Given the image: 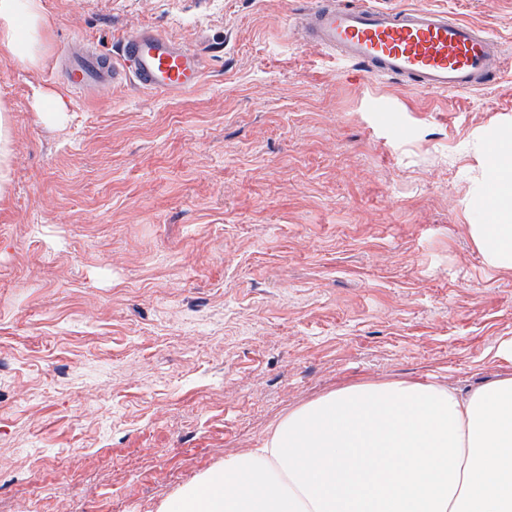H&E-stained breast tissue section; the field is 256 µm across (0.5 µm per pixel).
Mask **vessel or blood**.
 Listing matches in <instances>:
<instances>
[{"mask_svg":"<svg viewBox=\"0 0 512 512\" xmlns=\"http://www.w3.org/2000/svg\"><path fill=\"white\" fill-rule=\"evenodd\" d=\"M298 24L316 48L337 53L364 74L402 78L417 90H479L502 72V58L489 34L432 8L314 0ZM204 68L192 45L142 27L123 40L117 55L87 52L69 58L63 79L78 93L131 82L145 90L178 94L195 88Z\"/></svg>","mask_w":512,"mask_h":512,"instance_id":"obj_1","label":"vessel or blood"}]
</instances>
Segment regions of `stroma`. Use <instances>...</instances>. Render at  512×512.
<instances>
[{"label":"stroma","mask_w":512,"mask_h":512,"mask_svg":"<svg viewBox=\"0 0 512 512\" xmlns=\"http://www.w3.org/2000/svg\"><path fill=\"white\" fill-rule=\"evenodd\" d=\"M310 2L43 0L37 68L0 57V512H161L330 390L496 373L512 270L470 237L469 142L512 123V0H380L497 42L502 79L454 94L307 44ZM144 26L201 53L194 90L55 75ZM40 108L42 109V112H39L42 120L54 123L63 118L64 113L67 111V104L62 97L52 95L41 99ZM0 203L8 198L10 184L11 129L5 112L0 110Z\"/></svg>","instance_id":"stroma-1"}]
</instances>
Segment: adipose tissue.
I'll use <instances>...</instances> for the list:
<instances>
[{"mask_svg": "<svg viewBox=\"0 0 512 512\" xmlns=\"http://www.w3.org/2000/svg\"><path fill=\"white\" fill-rule=\"evenodd\" d=\"M50 25L42 0H0V56L35 65ZM472 149L470 235L486 266L512 270V125ZM491 352L497 373L464 393L404 379L329 391L162 512H512V336Z\"/></svg>", "mask_w": 512, "mask_h": 512, "instance_id": "1", "label": "adipose tissue"}]
</instances>
